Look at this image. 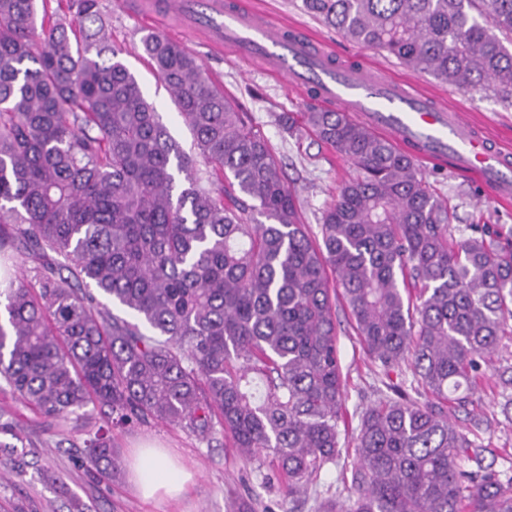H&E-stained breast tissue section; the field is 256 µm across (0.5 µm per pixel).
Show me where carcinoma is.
Listing matches in <instances>:
<instances>
[{"label":"carcinoma","mask_w":512,"mask_h":512,"mask_svg":"<svg viewBox=\"0 0 512 512\" xmlns=\"http://www.w3.org/2000/svg\"><path fill=\"white\" fill-rule=\"evenodd\" d=\"M48 2L0 0V249L36 262L32 279L0 284V381L79 430L92 408L220 433L245 458L271 456L302 495L342 453L338 291L367 355L430 393L362 412L350 512H512V477L448 421L512 337V230L455 238L415 158L312 108L305 125L355 170L314 235L268 142L195 55L140 39L191 155L118 59L100 0ZM302 2L442 83L512 96V0ZM86 435L81 466L112 482V438Z\"/></svg>","instance_id":"obj_1"}]
</instances>
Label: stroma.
I'll list each match as a JSON object with an SVG mask.
<instances>
[{
  "mask_svg": "<svg viewBox=\"0 0 512 512\" xmlns=\"http://www.w3.org/2000/svg\"><path fill=\"white\" fill-rule=\"evenodd\" d=\"M123 2L101 0L112 43L171 135L184 149H191L189 128L142 58L139 38L145 29L162 31L197 56L212 82L247 112L251 124L262 132L282 163L305 224L310 231H317L322 210L354 169L332 148L317 142L305 126H298L291 134L280 126V113L302 115L312 105V97L258 66L242 63L230 51H210L201 36L185 33L179 25L163 27L153 19L130 13ZM247 3L275 25L296 28L313 37L336 65L369 66L412 84L433 101L461 108L486 136L512 147V103H503L495 93L470 94L405 66L392 55L349 42L307 13L302 0ZM421 170L432 189L447 199L457 234H464L470 224L512 227V202L498 201L479 181L444 167L425 164ZM336 319L348 414L346 425L340 429L343 454L338 464L326 465L319 472L305 495L289 496L285 478L271 463L245 462L236 449L225 446L223 436L204 443L177 426L137 421L113 428L112 446L121 471L112 484L97 483L80 465L84 433L73 423L41 417L5 389L0 390V407L9 409L18 424L22 439L16 447L25 454L28 466L24 473L10 471L0 480V507L6 512H72L76 503L79 512H232L233 505L240 504L244 512H318L321 503L331 500L349 512L354 499L343 484L342 473L351 470L356 461L354 437L362 411L388 395L389 384L408 391L414 384L410 371L384 374L379 364L365 355L344 303H337ZM508 366H512V341L503 342L495 354L492 374L477 381L467 410L449 412L448 419L485 447V464L512 477V421L501 413L506 394L495 377L496 371ZM146 441L161 443L193 474L194 481L184 498L147 502L134 493L127 464L137 446Z\"/></svg>",
  "mask_w": 512,
  "mask_h": 512,
  "instance_id": "stroma-1",
  "label": "stroma"
}]
</instances>
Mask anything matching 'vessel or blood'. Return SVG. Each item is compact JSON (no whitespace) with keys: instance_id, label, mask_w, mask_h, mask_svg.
Listing matches in <instances>:
<instances>
[{"instance_id":"1","label":"vessel or blood","mask_w":512,"mask_h":512,"mask_svg":"<svg viewBox=\"0 0 512 512\" xmlns=\"http://www.w3.org/2000/svg\"><path fill=\"white\" fill-rule=\"evenodd\" d=\"M170 11L197 14V29L230 45L242 61L270 63L276 75L304 89L323 106L340 112H370L376 128L416 159L449 165L475 176L494 195H512V156L473 132L462 115L431 105L415 90L363 70L339 71L314 52L301 32H277L243 4L224 0H170Z\"/></svg>"}]
</instances>
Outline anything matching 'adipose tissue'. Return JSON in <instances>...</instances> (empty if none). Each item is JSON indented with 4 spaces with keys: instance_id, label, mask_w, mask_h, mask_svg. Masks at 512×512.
<instances>
[{
    "instance_id": "adipose-tissue-1",
    "label": "adipose tissue",
    "mask_w": 512,
    "mask_h": 512,
    "mask_svg": "<svg viewBox=\"0 0 512 512\" xmlns=\"http://www.w3.org/2000/svg\"><path fill=\"white\" fill-rule=\"evenodd\" d=\"M133 476L138 494L147 501L160 494L182 496L192 479L190 473L177 467L165 453L155 448L140 454Z\"/></svg>"
}]
</instances>
